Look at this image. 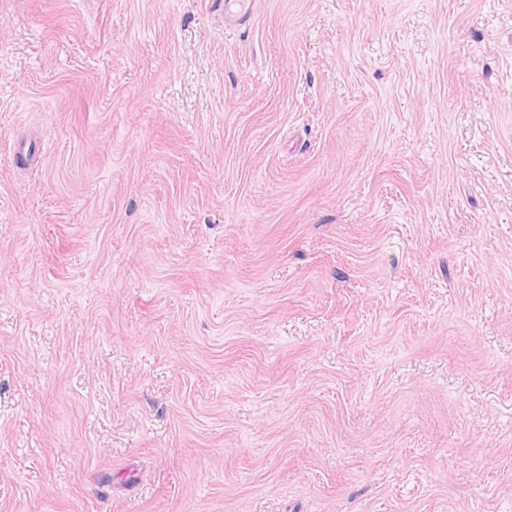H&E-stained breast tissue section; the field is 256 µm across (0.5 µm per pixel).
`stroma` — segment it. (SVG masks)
I'll list each match as a JSON object with an SVG mask.
<instances>
[{
  "mask_svg": "<svg viewBox=\"0 0 512 512\" xmlns=\"http://www.w3.org/2000/svg\"><path fill=\"white\" fill-rule=\"evenodd\" d=\"M0 512H512V0H0ZM252 0H224V25L237 26L249 19Z\"/></svg>",
  "mask_w": 512,
  "mask_h": 512,
  "instance_id": "obj_1",
  "label": "stroma"
}]
</instances>
